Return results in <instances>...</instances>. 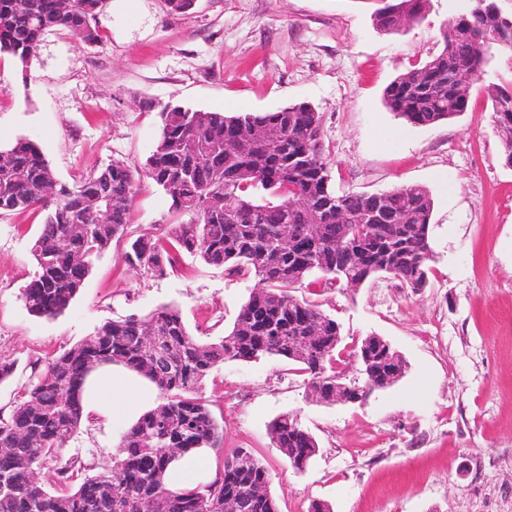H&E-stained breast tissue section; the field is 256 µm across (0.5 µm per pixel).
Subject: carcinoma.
<instances>
[{
    "instance_id": "obj_1",
    "label": "carcinoma",
    "mask_w": 512,
    "mask_h": 512,
    "mask_svg": "<svg viewBox=\"0 0 512 512\" xmlns=\"http://www.w3.org/2000/svg\"><path fill=\"white\" fill-rule=\"evenodd\" d=\"M442 35L441 50L397 76L384 90L387 107L415 126L450 120L467 110L463 78L482 71L492 51L512 53V14L497 0H470ZM103 0H0V53L26 68L42 37L60 30L86 44L100 38L95 25ZM428 0H387L377 28L401 30L423 19ZM505 161L512 160V83L489 86ZM155 150L137 170L114 160L80 181L57 179L40 146L19 140L0 149V215L43 214L31 253L36 271L22 292L28 312L54 318L73 301L92 258L127 234L137 177L144 176L189 215L167 249L139 235L125 262L155 276L174 267L177 254H194L229 274L257 279L232 329L216 341L193 336L181 312L162 306L98 326L57 355L31 363L29 383L8 414L0 412V512H277L266 467L245 448L224 456L218 476L174 492L165 474L200 448L220 449L222 428L201 384L230 361L286 359L304 376L305 391L326 403L365 401L397 382L402 358L377 336L349 357L368 363L362 381L336 370L340 325L291 288L314 272L324 283L358 287L375 277L395 280L413 293L429 284L432 260L430 193L406 186L373 193H338L324 153L321 114L306 103L269 112L194 110L160 106ZM105 363L125 364L150 378L159 405L120 437L110 465L95 451L63 457L85 422L82 386ZM270 435L299 473L318 455L314 436L289 414ZM45 469L53 489L36 478Z\"/></svg>"
}]
</instances>
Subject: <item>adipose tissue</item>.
<instances>
[{
    "instance_id": "ef3b65f1",
    "label": "adipose tissue",
    "mask_w": 512,
    "mask_h": 512,
    "mask_svg": "<svg viewBox=\"0 0 512 512\" xmlns=\"http://www.w3.org/2000/svg\"><path fill=\"white\" fill-rule=\"evenodd\" d=\"M159 400L156 386L140 373L123 365L108 364L95 369L86 379L82 401L86 415L98 421H121L134 425ZM214 478L208 463L207 449L192 458L173 462L165 480L178 491L192 488Z\"/></svg>"
}]
</instances>
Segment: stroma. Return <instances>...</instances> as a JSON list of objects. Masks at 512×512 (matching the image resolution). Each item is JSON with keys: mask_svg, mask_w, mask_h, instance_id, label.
<instances>
[{"mask_svg": "<svg viewBox=\"0 0 512 512\" xmlns=\"http://www.w3.org/2000/svg\"><path fill=\"white\" fill-rule=\"evenodd\" d=\"M377 0H195L183 13L165 0H105L100 39L44 36L29 69L0 55V149L40 145L56 176L73 183L119 159L141 167L159 137L156 103L233 114L306 102L320 112L337 191L420 186L433 199L430 283L412 293L397 281L358 288H293L341 325L348 354L374 335L406 364L393 385L362 406L307 397L287 361H232L201 392L224 429L226 452L246 448L267 467L279 512H512V166L504 162L486 88L512 80L499 54L478 73L466 112L414 126L391 112L385 87L441 48V33L468 0H430L424 18L397 33L379 30ZM186 215L140 179L129 234L168 244ZM41 214L0 216V382L9 411L29 364L73 345L103 322L158 307L180 309L189 332L214 340L231 330L254 289L189 254L166 276L124 262L128 240L97 259L69 308L31 315L22 292L35 273L30 248ZM296 415L320 452L296 473L269 427ZM123 424L82 426L66 453L94 450L111 464Z\"/></svg>", "mask_w": 512, "mask_h": 512, "instance_id": "1", "label": "stroma"}]
</instances>
